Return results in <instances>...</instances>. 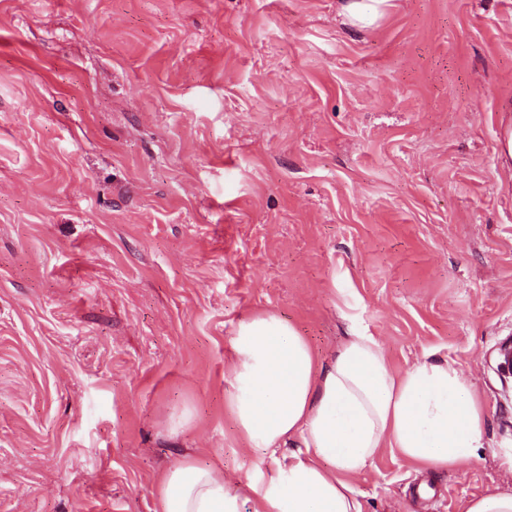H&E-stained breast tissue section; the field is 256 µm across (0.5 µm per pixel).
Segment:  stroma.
<instances>
[{"mask_svg": "<svg viewBox=\"0 0 512 512\" xmlns=\"http://www.w3.org/2000/svg\"><path fill=\"white\" fill-rule=\"evenodd\" d=\"M0 0V512H156L224 412L238 323L449 363L482 446L381 449L363 512L512 493V0ZM193 410L172 434V411ZM344 15L349 24L357 27L373 25L385 13L389 0H346Z\"/></svg>", "mask_w": 512, "mask_h": 512, "instance_id": "35a3bbf8", "label": "stroma"}]
</instances>
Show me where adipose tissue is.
<instances>
[{
  "label": "adipose tissue",
  "mask_w": 512,
  "mask_h": 512,
  "mask_svg": "<svg viewBox=\"0 0 512 512\" xmlns=\"http://www.w3.org/2000/svg\"><path fill=\"white\" fill-rule=\"evenodd\" d=\"M224 410L249 453L261 456L244 493L224 469L187 457L158 486L159 512H362L347 479L389 446L424 470L456 466L481 445L475 394L451 366L422 362L404 374L354 331L329 366L275 313L239 323L225 364ZM299 440L301 452H288Z\"/></svg>",
  "instance_id": "ef3b65f1"
}]
</instances>
